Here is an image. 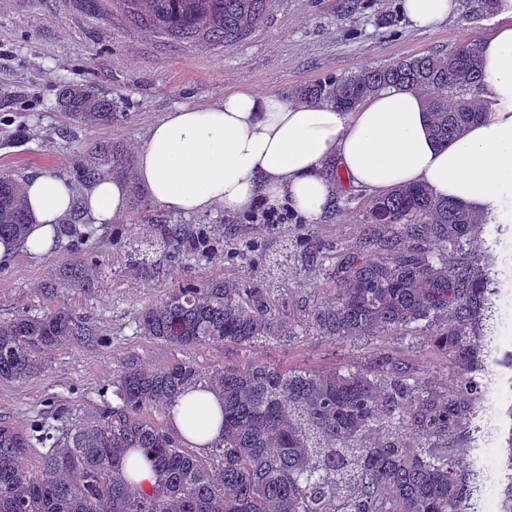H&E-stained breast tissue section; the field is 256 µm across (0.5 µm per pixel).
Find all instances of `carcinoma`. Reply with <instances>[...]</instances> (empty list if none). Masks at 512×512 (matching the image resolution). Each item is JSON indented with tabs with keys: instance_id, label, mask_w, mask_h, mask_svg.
Returning a JSON list of instances; mask_svg holds the SVG:
<instances>
[{
	"instance_id": "obj_1",
	"label": "carcinoma",
	"mask_w": 512,
	"mask_h": 512,
	"mask_svg": "<svg viewBox=\"0 0 512 512\" xmlns=\"http://www.w3.org/2000/svg\"><path fill=\"white\" fill-rule=\"evenodd\" d=\"M122 14L165 40L231 46L248 38L275 0H112ZM483 72L477 45L462 39L446 54L401 57L300 88V100H326L351 110L388 87L425 97L430 131L441 145L482 118L475 96ZM58 106L73 121L110 126L112 99L93 84L65 86ZM123 149L99 144L76 167L90 184L105 171L126 174ZM25 180L0 176V237L25 236L30 214ZM79 215L57 229L73 248L92 231ZM367 229L339 251L325 275L331 300L315 303L305 328L334 342L374 336L427 337L448 356L454 379L441 390L406 359L377 352L363 366L324 374L284 371L247 359L203 371L181 362L163 369L131 367L116 381L119 403L65 425L45 419L27 429L0 426V512H474L478 486L462 459L475 449L493 365L500 288L497 242L478 244L485 226L504 225L421 185H403L370 202ZM156 238L187 262L207 260L219 242L204 224H156ZM94 288L105 277L98 255L73 268ZM142 333L178 346L256 343L295 336L272 281L247 284L192 280L140 315ZM92 335L67 309L0 322V381H27L47 368L46 355L68 338ZM199 386L224 401V434L200 455L174 428L142 417L169 411ZM39 469L24 468L36 448ZM151 457L158 484L134 488L127 457ZM506 485L501 512H512V426L502 451Z\"/></svg>"
}]
</instances>
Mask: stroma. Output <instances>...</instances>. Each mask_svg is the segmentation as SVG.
<instances>
[{
  "label": "stroma",
  "mask_w": 512,
  "mask_h": 512,
  "mask_svg": "<svg viewBox=\"0 0 512 512\" xmlns=\"http://www.w3.org/2000/svg\"><path fill=\"white\" fill-rule=\"evenodd\" d=\"M494 19L465 10L438 28L410 26L400 0H277L270 15L243 43H171L130 23L104 6L86 9L83 0H0V175L30 177L52 172L74 180L76 166L91 146L116 142L137 150L150 127L182 105H211L225 93L249 88L291 96L297 87L340 76L364 66L427 52L448 53L459 40L481 42ZM95 83L118 103L125 117L109 126L86 127L64 116L56 94L66 85ZM28 138H20V130ZM372 195L342 190L337 209L316 221L278 224H222L223 208L183 215L154 204L141 187L128 193L127 212L116 224L96 227L90 244L105 264L99 288L88 292L64 277L74 264L62 248L35 257L19 251L0 267V322L21 314L66 308L87 319L93 334L63 342L47 356L37 378L0 382V425L21 429L49 410L81 416L115 405L113 384L130 367L165 368L192 362L209 370L258 359L284 370L326 373L359 366L383 350L400 352L420 377L440 388L452 381L444 353L425 338L388 336L336 344L310 333L266 341L248 349L233 344L182 347L144 336L138 317L183 281L234 279L248 283L265 272V260L292 250L310 235L324 248L354 244L365 230ZM206 224L233 240L261 238L265 259L230 262L223 254L186 265L173 249L156 246L147 263L131 261L132 243L154 238V223ZM121 238H114V231ZM293 252V250H292ZM59 281L53 297L43 285ZM276 299L285 301L291 320L306 318L313 303L328 295L320 266L293 252L290 267L275 281Z\"/></svg>",
  "instance_id": "1"
}]
</instances>
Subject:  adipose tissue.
<instances>
[{
	"label": "adipose tissue",
	"mask_w": 512,
	"mask_h": 512,
	"mask_svg": "<svg viewBox=\"0 0 512 512\" xmlns=\"http://www.w3.org/2000/svg\"><path fill=\"white\" fill-rule=\"evenodd\" d=\"M457 0H402L418 29L453 17ZM497 25L479 44L483 119L448 145L429 130L421 95L391 87L345 111L326 101L289 102L242 88L214 106H180L155 123L137 151V178L161 207L182 214L222 207L248 209L257 199L288 202L318 220L341 185L383 195L406 184L425 185L438 198L512 222V0H498ZM32 217L24 241L0 239V266L19 250L41 256L74 206L70 182L51 172L28 179ZM127 187L118 178L94 181L84 206L100 224L121 216ZM222 404L213 392L191 389L180 398L175 427L199 445L222 433Z\"/></svg>",
	"instance_id": "ef3b65f1"
}]
</instances>
